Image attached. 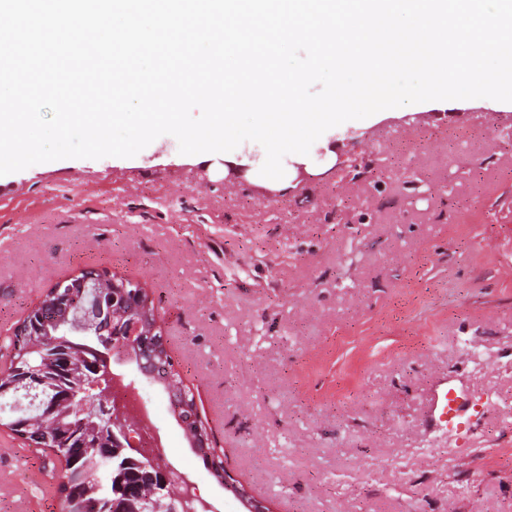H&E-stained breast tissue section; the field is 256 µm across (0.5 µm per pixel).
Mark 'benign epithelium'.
I'll list each match as a JSON object with an SVG mask.
<instances>
[{"label": "benign epithelium", "instance_id": "1", "mask_svg": "<svg viewBox=\"0 0 512 512\" xmlns=\"http://www.w3.org/2000/svg\"><path fill=\"white\" fill-rule=\"evenodd\" d=\"M82 289L85 298L80 309L82 318L70 319L68 314L52 315L53 328L58 336H89L90 344L78 346V350L91 353L95 360L87 361L82 369L90 381V387L97 391V415L107 418V427L102 434L109 437L110 447L97 448L95 452L109 460L117 456L123 457L121 469L134 467L139 470L137 483L147 489L126 494L123 501L125 512H185L187 502L195 499L203 512H214L213 507L200 496L181 495L174 490L171 470L160 457L151 454L140 446L135 434L147 426L139 415L128 410L127 405L114 396L112 389L122 386L123 376L111 371L110 355L97 349V344L109 345L115 335L127 334L133 346L141 347L137 354L129 358L141 361L145 357L153 361V357L162 348L167 347L165 336L156 314L150 312L152 297L147 294L145 284L138 281L118 279L106 270L83 268L58 281L45 293L46 304L65 307L70 303L72 289ZM14 374L16 378L0 388V395L13 397L22 395L31 399L36 405L35 414L14 424L18 430L32 424L40 427V431L53 437L56 431V415L85 413L84 402L76 401V393L62 391L52 398L43 397L41 386L43 377L34 374H21L16 367H7L1 375ZM166 392L173 400L174 416L188 439L190 448L197 454L215 462V451L210 434L203 432L197 407L189 402L176 401L184 386L172 371L163 377ZM224 489L232 492L243 504L246 512H270L264 501L252 497L242 486L236 484L229 471L219 478Z\"/></svg>", "mask_w": 512, "mask_h": 512}]
</instances>
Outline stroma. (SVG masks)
<instances>
[{"label": "stroma", "mask_w": 512, "mask_h": 512, "mask_svg": "<svg viewBox=\"0 0 512 512\" xmlns=\"http://www.w3.org/2000/svg\"><path fill=\"white\" fill-rule=\"evenodd\" d=\"M301 165L266 198L163 135L0 176V368L53 283L105 268L146 284L217 454L272 512H512V109H386ZM444 378L465 428L425 424ZM149 392L172 464L244 512ZM64 474L0 429V512H64Z\"/></svg>", "instance_id": "stroma-1"}]
</instances>
